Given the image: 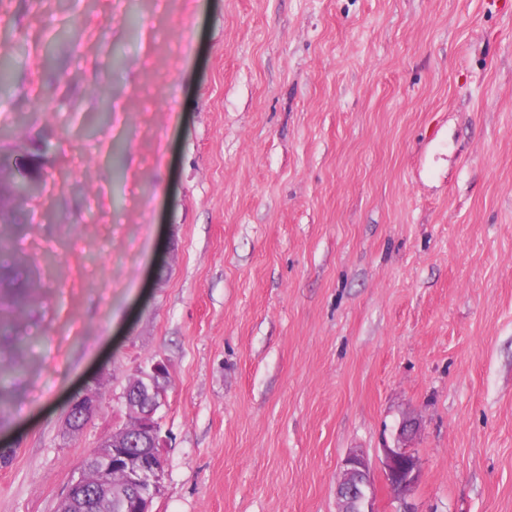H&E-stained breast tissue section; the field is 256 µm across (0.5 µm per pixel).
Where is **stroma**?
I'll list each match as a JSON object with an SVG mask.
<instances>
[{"mask_svg":"<svg viewBox=\"0 0 512 512\" xmlns=\"http://www.w3.org/2000/svg\"><path fill=\"white\" fill-rule=\"evenodd\" d=\"M128 15L0 0V156L41 183L16 245L59 258L0 512H55L160 360L152 512H336L408 417L414 512H512V0ZM99 398L97 393L84 392L76 396L68 409L67 427L73 432L81 431L90 418L92 410L98 405ZM342 476L336 487V512H375L373 466L366 455L351 450L343 460Z\"/></svg>","mask_w":512,"mask_h":512,"instance_id":"1","label":"stroma"}]
</instances>
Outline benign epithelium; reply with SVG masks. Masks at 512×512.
Listing matches in <instances>:
<instances>
[{"label":"benign epithelium","instance_id":"benign-epithelium-1","mask_svg":"<svg viewBox=\"0 0 512 512\" xmlns=\"http://www.w3.org/2000/svg\"><path fill=\"white\" fill-rule=\"evenodd\" d=\"M11 174L19 189L15 198L27 199L26 190L37 180L14 168ZM166 382L167 369L160 363L133 376L123 393L125 420L87 456L83 475L71 485L57 512H152L164 477V440L157 412L163 405ZM98 403L96 393L76 396L67 413L68 429L81 431ZM380 465L394 498L405 500L419 478V460L412 449L403 443L384 448ZM99 470L114 471L121 480L89 486V476ZM372 474L373 466L363 452L352 450L346 455L336 487V512H375Z\"/></svg>","mask_w":512,"mask_h":512}]
</instances>
